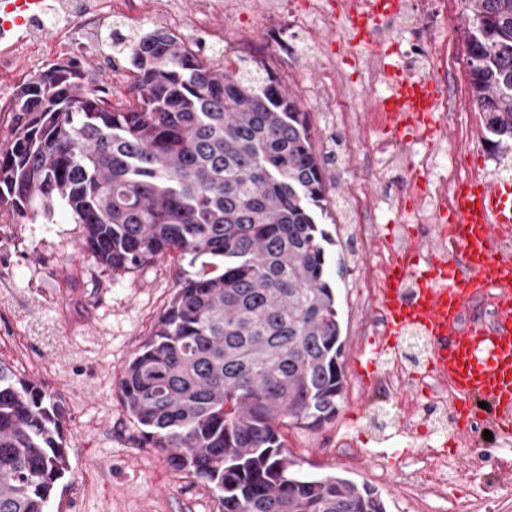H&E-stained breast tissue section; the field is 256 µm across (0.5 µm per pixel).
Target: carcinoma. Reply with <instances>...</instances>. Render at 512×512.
Here are the masks:
<instances>
[{"label":"carcinoma","instance_id":"1","mask_svg":"<svg viewBox=\"0 0 512 512\" xmlns=\"http://www.w3.org/2000/svg\"><path fill=\"white\" fill-rule=\"evenodd\" d=\"M472 102L512 153V0H465ZM113 48L130 96L73 63L31 71L0 144V207L60 199L82 246L128 271L176 255L220 269L183 279L120 382L170 465L213 485L224 512H386L375 490L290 471L280 428L332 421L344 388L320 228L325 161L307 113L271 75L200 58L169 29ZM62 412L0 362V512H46L68 469Z\"/></svg>","mask_w":512,"mask_h":512}]
</instances>
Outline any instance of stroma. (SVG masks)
Instances as JSON below:
<instances>
[{"mask_svg":"<svg viewBox=\"0 0 512 512\" xmlns=\"http://www.w3.org/2000/svg\"><path fill=\"white\" fill-rule=\"evenodd\" d=\"M265 11L234 17L221 32L199 25L179 28V35L202 57L223 52L245 59L248 67L268 68L290 86L307 112L315 147L326 156L325 197L330 216L322 227L337 235L330 255L345 239L339 217L347 202L359 199L363 219L382 226L407 223L411 214L432 207L428 190L406 196L404 204L388 206L397 183L420 168L421 156L438 166L456 169L460 177L479 174L512 181V155L500 156L484 141V125L470 101L467 75L464 0H448V20H437L433 0H406L409 17L428 26L436 42L448 47L450 90L462 101L448 110V137L438 140L404 132L395 146L402 157L388 167L369 145L385 139L383 129L369 126V110L378 98L371 90L374 75L396 56L388 45H407L399 32L385 36V49L337 39L339 0H328L325 17L310 19L308 31L290 29L282 0H269ZM73 59L89 80L109 83L113 95H126L133 68L127 56L101 43L70 46ZM467 131L470 148L456 156L453 146ZM83 228L62 201L50 213L22 218L0 209V360L17 377L50 394L63 410L62 439L68 470L57 482L49 512H223L218 492L207 482L173 469L145 440L127 413L119 388L134 351L151 333L178 281L201 272L200 263L158 260L126 272L97 262L82 247ZM343 341L346 377L357 374L356 362L367 337L360 325L374 327L372 309L357 310L361 284L350 267L329 266ZM394 397L383 380L357 396H343L334 420L318 427L288 426L282 434L293 472L338 475L366 484L381 495L387 512H441L443 500L426 485L408 488L400 475L422 466L426 436L407 435L386 424L384 408ZM358 442L366 460L342 461L334 445L337 434ZM448 462L453 482L448 497L455 512H512V488H497V470L475 469L476 457L498 458L497 449L474 453L466 443Z\"/></svg>","mask_w":512,"mask_h":512,"instance_id":"1","label":"stroma"}]
</instances>
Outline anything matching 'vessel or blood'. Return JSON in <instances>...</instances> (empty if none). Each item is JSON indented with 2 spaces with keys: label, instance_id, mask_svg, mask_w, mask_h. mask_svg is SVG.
<instances>
[{
  "label": "vessel or blood",
  "instance_id": "obj_1",
  "mask_svg": "<svg viewBox=\"0 0 512 512\" xmlns=\"http://www.w3.org/2000/svg\"><path fill=\"white\" fill-rule=\"evenodd\" d=\"M440 95L435 82L396 76L389 95L377 107L389 116L387 130L432 124ZM442 253L414 240L404 244L387 271L379 298L382 328L370 342L376 358L397 350L408 330L429 341L426 374L446 386L449 411L459 434L478 417L490 421L503 439L512 438V254L499 242L512 235V183L480 175L460 184ZM491 298V320L467 317L478 298Z\"/></svg>",
  "mask_w": 512,
  "mask_h": 512
}]
</instances>
